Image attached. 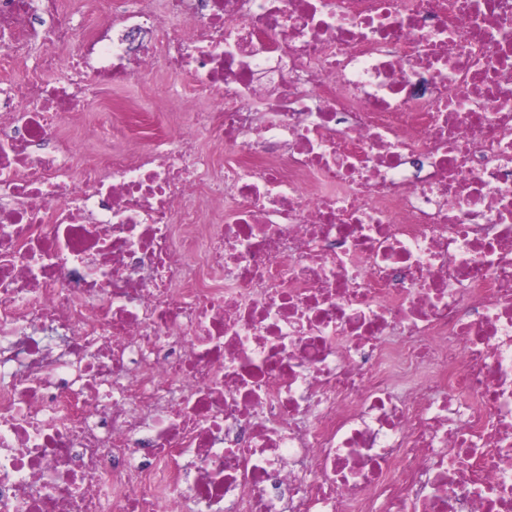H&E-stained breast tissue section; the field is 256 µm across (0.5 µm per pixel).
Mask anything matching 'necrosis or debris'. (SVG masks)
Listing matches in <instances>:
<instances>
[{
	"mask_svg": "<svg viewBox=\"0 0 512 512\" xmlns=\"http://www.w3.org/2000/svg\"><path fill=\"white\" fill-rule=\"evenodd\" d=\"M46 43L0 88V512H512V0H0L1 69ZM162 70L172 134L73 155Z\"/></svg>",
	"mask_w": 512,
	"mask_h": 512,
	"instance_id": "1",
	"label": "necrosis or debris"
}]
</instances>
